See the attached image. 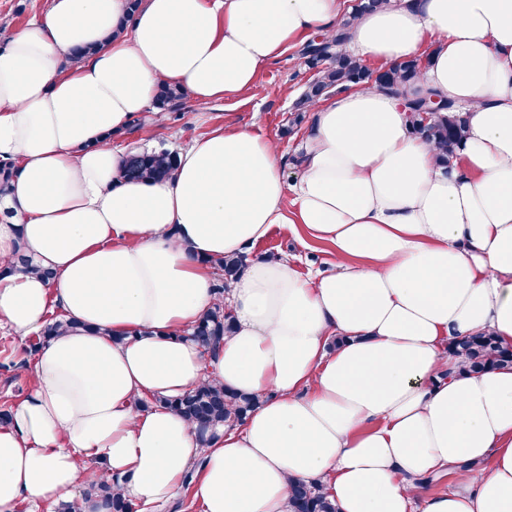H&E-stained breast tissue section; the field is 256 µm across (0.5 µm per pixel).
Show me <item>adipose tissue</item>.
<instances>
[{
    "mask_svg": "<svg viewBox=\"0 0 512 512\" xmlns=\"http://www.w3.org/2000/svg\"><path fill=\"white\" fill-rule=\"evenodd\" d=\"M127 2L52 0L0 47V326L41 332L53 306L73 324L0 426V512H99L78 491L96 461L146 506L196 465L202 512H292L299 480L340 512H512V369L463 374L447 349L483 333L512 346V0L360 15L348 52L428 66L402 99L314 103L291 184L277 144L244 128L191 139L159 182L124 179L105 136L165 85L250 92L298 41L334 35L343 0H142L129 25ZM431 91L469 114L446 166L407 132L406 98ZM276 224L331 244L335 272L253 260L230 286L233 334L210 355L180 340L214 302L209 259ZM207 380L264 401L204 447L159 400ZM442 470L454 486L422 498Z\"/></svg>",
    "mask_w": 512,
    "mask_h": 512,
    "instance_id": "adipose-tissue-1",
    "label": "adipose tissue"
}]
</instances>
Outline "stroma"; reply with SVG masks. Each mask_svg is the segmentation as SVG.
I'll use <instances>...</instances> for the list:
<instances>
[{
    "mask_svg": "<svg viewBox=\"0 0 512 512\" xmlns=\"http://www.w3.org/2000/svg\"><path fill=\"white\" fill-rule=\"evenodd\" d=\"M313 76L300 47L295 46L260 69L254 92L207 103L182 96L167 111L163 124H154L152 112L140 113L126 130L113 134L112 143L135 151L173 152L189 139L230 123L276 141L284 178L291 184L300 174L299 146L312 118L308 111L296 115L294 107ZM248 252L291 261L304 274L334 269L330 244L311 239L299 224L274 225ZM38 341V336H21L8 327L0 328V408L13 407L31 393L27 365L35 360Z\"/></svg>",
    "mask_w": 512,
    "mask_h": 512,
    "instance_id": "35a3bbf8",
    "label": "stroma"
}]
</instances>
